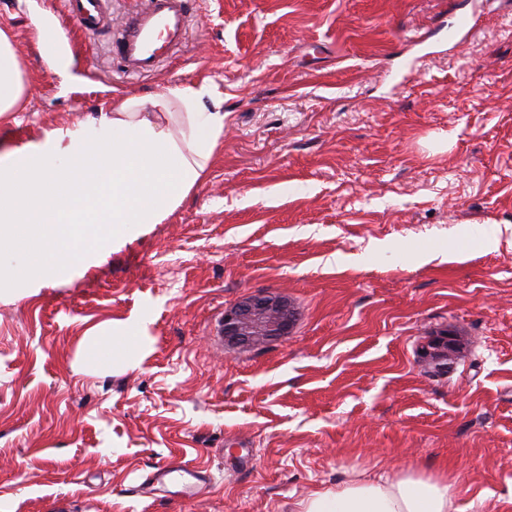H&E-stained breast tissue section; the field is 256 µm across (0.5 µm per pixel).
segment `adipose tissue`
I'll list each match as a JSON object with an SVG mask.
<instances>
[{"instance_id":"adipose-tissue-1","label":"adipose tissue","mask_w":512,"mask_h":512,"mask_svg":"<svg viewBox=\"0 0 512 512\" xmlns=\"http://www.w3.org/2000/svg\"><path fill=\"white\" fill-rule=\"evenodd\" d=\"M25 93L17 49L0 31V121ZM223 133L224 101L201 83L115 100L91 124L0 156V248L20 242L32 257L0 267V286L55 277L129 225L162 223L204 179ZM458 493L443 475L363 472L311 493L295 512H455Z\"/></svg>"}]
</instances>
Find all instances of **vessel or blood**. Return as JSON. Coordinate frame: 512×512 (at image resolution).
<instances>
[{
    "mask_svg": "<svg viewBox=\"0 0 512 512\" xmlns=\"http://www.w3.org/2000/svg\"><path fill=\"white\" fill-rule=\"evenodd\" d=\"M108 0H63V17L56 36L69 28L93 34L109 16ZM187 36V0H130L117 37L118 52L126 70L148 75L155 72L182 45Z\"/></svg>",
    "mask_w": 512,
    "mask_h": 512,
    "instance_id": "b4317fda",
    "label": "vessel or blood"
}]
</instances>
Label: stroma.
<instances>
[{
    "instance_id": "stroma-1",
    "label": "stroma",
    "mask_w": 512,
    "mask_h": 512,
    "mask_svg": "<svg viewBox=\"0 0 512 512\" xmlns=\"http://www.w3.org/2000/svg\"><path fill=\"white\" fill-rule=\"evenodd\" d=\"M127 5L42 49L61 0H0L29 82L0 151L206 77L224 136L163 223L0 295V512H292L360 469L512 512V0H189L150 75L115 58ZM260 290L293 329L230 349L225 310ZM129 319L130 355L93 347ZM443 330L465 351L434 375ZM163 465L206 493H149Z\"/></svg>"
}]
</instances>
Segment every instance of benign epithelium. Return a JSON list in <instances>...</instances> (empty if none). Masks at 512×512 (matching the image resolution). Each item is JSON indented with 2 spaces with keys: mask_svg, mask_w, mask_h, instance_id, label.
I'll return each mask as SVG.
<instances>
[{
  "mask_svg": "<svg viewBox=\"0 0 512 512\" xmlns=\"http://www.w3.org/2000/svg\"><path fill=\"white\" fill-rule=\"evenodd\" d=\"M296 312L285 295L260 291L244 297L224 313L225 342L236 350H256L288 335ZM457 352L454 337L443 334L422 348L419 361L440 374L448 369Z\"/></svg>",
  "mask_w": 512,
  "mask_h": 512,
  "instance_id": "benign-epithelium-1",
  "label": "benign epithelium"
}]
</instances>
